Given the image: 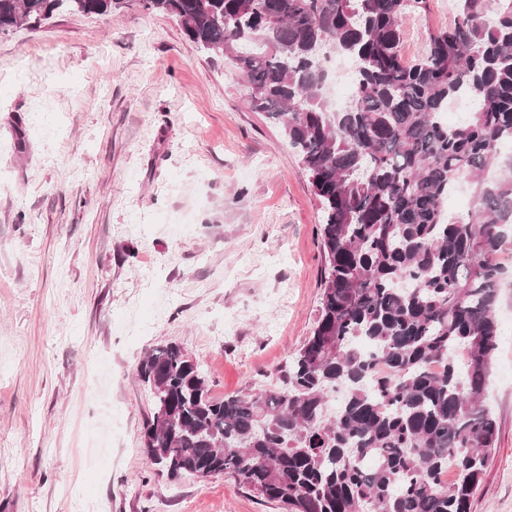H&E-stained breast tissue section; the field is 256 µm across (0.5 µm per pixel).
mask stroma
Segmentation results:
<instances>
[{"instance_id": "stroma-1", "label": "stroma", "mask_w": 512, "mask_h": 512, "mask_svg": "<svg viewBox=\"0 0 512 512\" xmlns=\"http://www.w3.org/2000/svg\"><path fill=\"white\" fill-rule=\"evenodd\" d=\"M453 15L407 14L404 59ZM246 94L139 0L0 32V512H282L222 474L169 479L141 443L151 349L180 345L223 397L276 383L316 325L320 205ZM487 400L471 512H512L509 326Z\"/></svg>"}]
</instances>
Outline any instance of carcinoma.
I'll list each match as a JSON object with an SVG mask.
<instances>
[{
    "instance_id": "1",
    "label": "carcinoma",
    "mask_w": 512,
    "mask_h": 512,
    "mask_svg": "<svg viewBox=\"0 0 512 512\" xmlns=\"http://www.w3.org/2000/svg\"><path fill=\"white\" fill-rule=\"evenodd\" d=\"M144 2L243 73L249 106L309 175L324 254L317 325L279 385L216 398L180 346L140 360L147 464L172 479L230 475L285 512H470L499 432L485 396L499 258L512 257V0H456L415 63L401 22L429 0ZM113 5L0 0V31ZM326 47L355 65L336 111ZM455 98L475 106L449 124ZM459 184L470 204L450 216Z\"/></svg>"
}]
</instances>
